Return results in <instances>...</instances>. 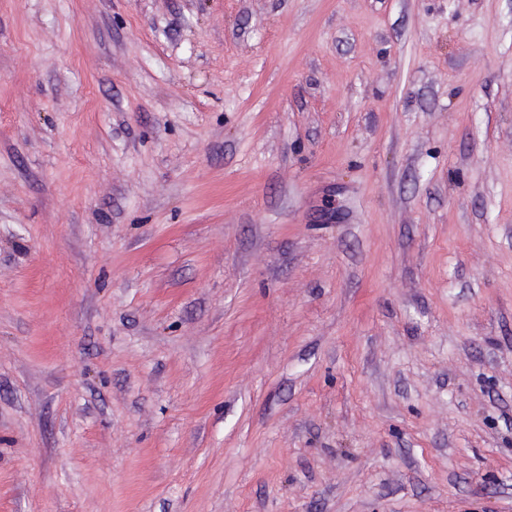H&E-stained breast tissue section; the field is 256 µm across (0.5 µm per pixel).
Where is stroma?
<instances>
[{
	"instance_id": "35a3bbf8",
	"label": "stroma",
	"mask_w": 512,
	"mask_h": 512,
	"mask_svg": "<svg viewBox=\"0 0 512 512\" xmlns=\"http://www.w3.org/2000/svg\"><path fill=\"white\" fill-rule=\"evenodd\" d=\"M0 512H512V0H0Z\"/></svg>"
}]
</instances>
